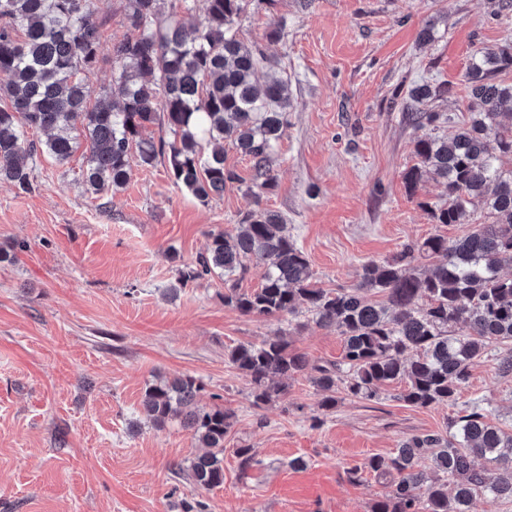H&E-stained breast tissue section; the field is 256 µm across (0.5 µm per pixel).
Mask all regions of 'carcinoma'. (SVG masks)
<instances>
[{"instance_id": "cac0c4a2", "label": "carcinoma", "mask_w": 512, "mask_h": 512, "mask_svg": "<svg viewBox=\"0 0 512 512\" xmlns=\"http://www.w3.org/2000/svg\"><path fill=\"white\" fill-rule=\"evenodd\" d=\"M254 0H126L127 31L112 46L114 77L97 92L88 74L100 62L101 34L94 0H0V181L33 189V164L48 156L59 165L84 148L82 181L95 195L117 191L132 164L167 162L173 182L202 202L224 195L239 176L224 165V140L252 164L250 206L230 231H211L203 253L177 269L182 287L207 276L224 279V305L259 318L304 309L343 337V357L315 364L282 337L228 350V362L252 384L260 408L285 392L282 379L307 373L336 407V380L349 395L373 400L386 386L403 385L397 399L418 407L453 406L472 364L496 344H512V41L474 51L466 71L467 120L451 136L426 134L415 143L418 163L405 175L410 193L426 175L448 188V203L423 204L436 224H464L454 240L434 234L392 257L362 266L352 288L316 285L306 254L274 211L260 207L275 185L273 160L292 107L278 63L239 36ZM267 70V80L256 81ZM448 85L422 83L409 91L406 120L437 130L450 117L433 110ZM166 130L154 139L150 128ZM35 129L38 142L26 137ZM486 222L469 224L476 209ZM437 258L426 272L415 262ZM265 265L261 287L237 282L249 264ZM190 376L148 385L141 412L156 426L172 419L193 432L205 451L189 476L198 486L224 484V436L233 413L204 406ZM432 451L436 476L421 468ZM372 471L392 476L371 512H468L482 496L512 501V431L493 424L472 403L451 419L448 432L416 436L390 457H373ZM428 485L426 499L418 490Z\"/></svg>"}]
</instances>
